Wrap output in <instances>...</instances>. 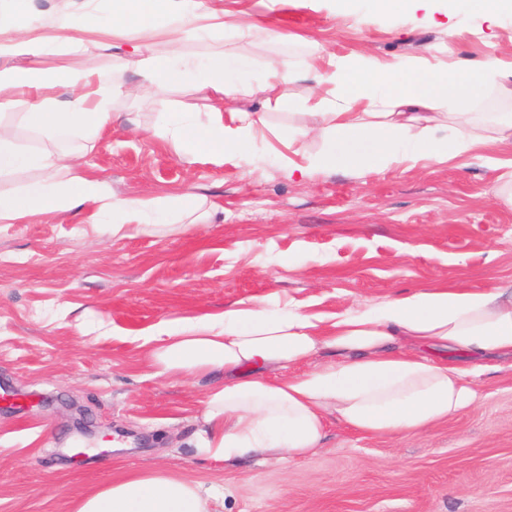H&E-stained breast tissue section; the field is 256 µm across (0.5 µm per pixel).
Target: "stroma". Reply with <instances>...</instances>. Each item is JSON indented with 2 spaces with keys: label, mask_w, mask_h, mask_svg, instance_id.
<instances>
[{
  "label": "stroma",
  "mask_w": 512,
  "mask_h": 512,
  "mask_svg": "<svg viewBox=\"0 0 512 512\" xmlns=\"http://www.w3.org/2000/svg\"><path fill=\"white\" fill-rule=\"evenodd\" d=\"M233 23L194 39L186 56L224 46L247 59L236 80L262 88L273 64L303 70L279 86L251 150L217 165L152 136L171 112L204 119L193 80L162 97L129 90L120 124L87 141L48 140L14 112L0 115L27 149L78 152L115 191L189 192L221 205L172 232L114 237L86 210L0 224V512H74L81 495L126 475L162 470L224 493L223 512H512V355L489 356L474 408L423 432L361 437L330 421L304 460L224 465L195 450L207 376L172 378L140 335L241 300L326 314L422 288L462 291L512 282V201L496 195L512 152L487 146L446 162L360 175L289 176L288 130L313 126L316 49L364 53L405 70L494 54L512 65V11L486 18L474 0L433 12L381 10L377 0H212ZM87 0H0L8 30L79 16ZM261 34L237 37L234 23Z\"/></svg>",
  "instance_id": "obj_1"
}]
</instances>
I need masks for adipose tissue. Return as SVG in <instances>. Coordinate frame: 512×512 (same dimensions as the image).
Wrapping results in <instances>:
<instances>
[{
  "mask_svg": "<svg viewBox=\"0 0 512 512\" xmlns=\"http://www.w3.org/2000/svg\"><path fill=\"white\" fill-rule=\"evenodd\" d=\"M119 28H160L168 50L135 44L100 65L90 53V23L56 27L49 36L23 29L0 33V109L24 105L22 121L48 137L80 129L110 128L122 94L113 73L130 69L146 95L166 93L195 77L206 99L229 106L200 124L174 112L156 135L184 154L206 153L216 164L243 152L266 115L234 108L252 88L229 79L237 60L217 52L191 64L186 40L224 29L211 0H110ZM78 58V66L43 77L38 68L11 67L18 56H37L46 44ZM316 76L310 106L318 123L288 140L289 173L310 179L336 169L353 173L424 159L448 160L494 144L512 150V114L482 117L450 112V98H478L486 84L512 98V67L494 56L458 66L418 65L400 71L368 55L329 56ZM67 88L59 99L52 87ZM314 135L320 151L305 156L301 139ZM0 223L89 206L94 225L113 235L172 228L215 214L216 204L194 194L123 196L67 154L22 149L0 130ZM163 374H221L206 395L200 454L233 464L252 457L303 459L323 448L327 420L336 416L363 437L421 432L471 408L482 359L512 353V284L480 291L424 288L385 298L363 311L331 316L271 310L239 301L217 318L185 319L144 337ZM217 493L181 477L144 471L81 497L74 512H216Z\"/></svg>",
  "mask_w": 512,
  "mask_h": 512,
  "instance_id": "obj_1",
  "label": "adipose tissue"
}]
</instances>
